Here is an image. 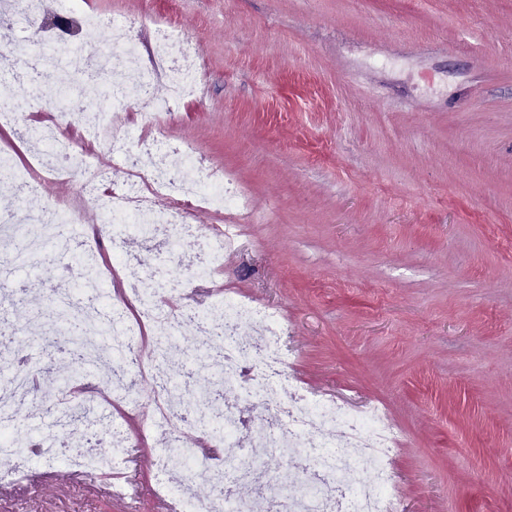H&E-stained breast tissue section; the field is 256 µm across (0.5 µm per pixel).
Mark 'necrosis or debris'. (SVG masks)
I'll list each match as a JSON object with an SVG mask.
<instances>
[{"label": "necrosis or debris", "instance_id": "4bbe7bcc", "mask_svg": "<svg viewBox=\"0 0 512 512\" xmlns=\"http://www.w3.org/2000/svg\"><path fill=\"white\" fill-rule=\"evenodd\" d=\"M105 25L111 26L112 42L120 51L99 59V71L109 76L100 92L102 101L90 104L76 119L107 145L112 157L120 159L126 172L120 188L102 193V185L110 178L109 169L92 163L74 140L59 134L55 125L31 127L19 112L0 113L1 122L14 125L18 139L48 146L38 173H18L10 156L0 155V174L9 176L20 199L41 213L34 224L17 210L0 214V223L10 228L8 236H0V255L6 257L12 271L30 267L47 255L80 269L74 290L60 291V308L85 323L83 349L89 372L107 371L111 381L96 397L60 390L52 399L60 419L68 421L79 413H92L89 428L109 434L118 453L127 447L128 438L120 426L113 424L107 402L112 397L123 400L132 413L141 416L144 433L164 444V451L157 456L160 473L176 466L184 473L179 486L163 481L158 484L159 495L170 499L178 512H192L191 487L195 482H213L230 475L238 481L260 482L263 493L279 499L280 512H400L390 465L398 438L385 407L373 402L356 410L332 399H310L301 395L295 384L285 382L282 343L286 328L274 311L229 296L224 299V318L219 322L209 318L203 303L166 311L159 290L143 275L151 255L119 252L114 259L126 271L129 301L136 302L140 310L138 322L130 323L126 303L109 309L100 305L98 290L104 278L84 239L60 232V225L71 223L73 210L40 207L43 174L74 173L81 177L80 201L93 204L114 223L130 225L142 238L162 242L173 253L186 240H199L201 256L193 272L196 281H209L223 266L225 257L236 250L229 244L226 231L218 227L201 229L192 224L191 218L205 205L220 214L243 209L245 196L223 177H199V161L191 149L166 147L154 135L129 142L121 120L129 104L134 103L149 127L162 128L173 117L174 104L197 90L198 49L189 46L172 27L155 24L151 51L163 63L162 71L156 72L143 65L139 43L128 23L108 22L95 12L80 17V26L87 32ZM160 73L169 83V95L163 99L152 91ZM245 320L256 324L255 335H239V325ZM145 325L151 326L157 337L149 362L139 348L140 329ZM185 328L204 337V344L197 350L223 364L225 384L244 385L246 397L257 396L266 404L284 409L287 423L275 426L259 422L251 441L244 444L238 437L240 418L228 413L212 434L222 449L220 461H201L190 454L173 459L171 449L185 446L186 436L200 428L197 419L182 411L190 389L165 364L172 341ZM144 377L154 388L146 401L134 390ZM36 399L32 370L16 371L0 385V427L15 426ZM274 451L289 461L297 456L311 459L318 479L301 494L289 493L281 486L279 476L264 469L266 457ZM0 456L15 462L13 469L0 472L1 482L21 478L25 463L33 456L48 465L61 461L95 473L109 460L94 445L66 450L47 438L33 445L2 435Z\"/></svg>", "mask_w": 512, "mask_h": 512}]
</instances>
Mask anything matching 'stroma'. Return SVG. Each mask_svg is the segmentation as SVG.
I'll return each instance as SVG.
<instances>
[{
  "label": "stroma",
  "instance_id": "1",
  "mask_svg": "<svg viewBox=\"0 0 512 512\" xmlns=\"http://www.w3.org/2000/svg\"><path fill=\"white\" fill-rule=\"evenodd\" d=\"M148 38L163 20L200 53L195 97L158 133L192 145L249 200L232 213L241 248L211 283L274 309L288 325L286 375L358 407L383 404L403 512H512V0H85ZM41 18L0 22V84L45 51ZM96 225L98 257L140 251ZM75 271L58 260L16 272L0 302L12 333L0 380L18 366L53 374L52 337L29 335L17 305L51 310ZM130 435L134 497L67 466L27 465L0 512H156L158 448ZM26 440L75 443L34 405Z\"/></svg>",
  "mask_w": 512,
  "mask_h": 512
}]
</instances>
